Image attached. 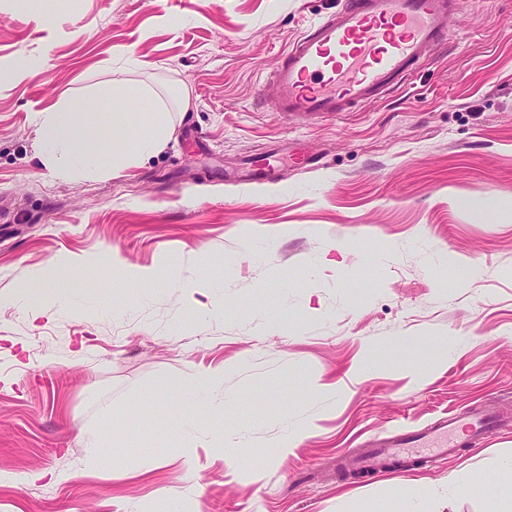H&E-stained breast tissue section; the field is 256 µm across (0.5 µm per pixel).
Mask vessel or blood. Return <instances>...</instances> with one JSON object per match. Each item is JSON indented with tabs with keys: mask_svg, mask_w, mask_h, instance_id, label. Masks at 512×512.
<instances>
[{
	"mask_svg": "<svg viewBox=\"0 0 512 512\" xmlns=\"http://www.w3.org/2000/svg\"><path fill=\"white\" fill-rule=\"evenodd\" d=\"M451 0H344L279 53L271 111L286 119L341 113L402 84L448 34ZM499 428L484 409L444 415L418 431L371 439L348 466L372 476L457 456Z\"/></svg>",
	"mask_w": 512,
	"mask_h": 512,
	"instance_id": "vessel-or-blood-1",
	"label": "vessel or blood"
}]
</instances>
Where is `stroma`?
<instances>
[{"label": "stroma", "instance_id": "35a3bbf8", "mask_svg": "<svg viewBox=\"0 0 512 512\" xmlns=\"http://www.w3.org/2000/svg\"><path fill=\"white\" fill-rule=\"evenodd\" d=\"M341 2L0 0V65L42 63L0 82V512H148L162 490L178 512H350L409 479L428 512H487L512 457V0H453L447 43L348 112L265 111L279 51ZM122 81L165 103V148L56 178L33 114L94 94L111 122ZM272 145L274 181L231 179ZM62 262L61 298L25 292ZM204 370L224 382L188 407ZM486 405L506 424L462 458L338 470L364 440ZM219 432L253 463L214 454ZM109 450L120 470H91Z\"/></svg>", "mask_w": 512, "mask_h": 512}]
</instances>
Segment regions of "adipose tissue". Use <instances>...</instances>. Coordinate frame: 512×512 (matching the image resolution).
I'll use <instances>...</instances> for the list:
<instances>
[{
    "instance_id": "1",
    "label": "adipose tissue",
    "mask_w": 512,
    "mask_h": 512,
    "mask_svg": "<svg viewBox=\"0 0 512 512\" xmlns=\"http://www.w3.org/2000/svg\"><path fill=\"white\" fill-rule=\"evenodd\" d=\"M37 148L61 179L117 172L140 163L167 144L172 125L164 103L145 112H116L111 124L99 123L88 103L61 97L35 113Z\"/></svg>"
}]
</instances>
